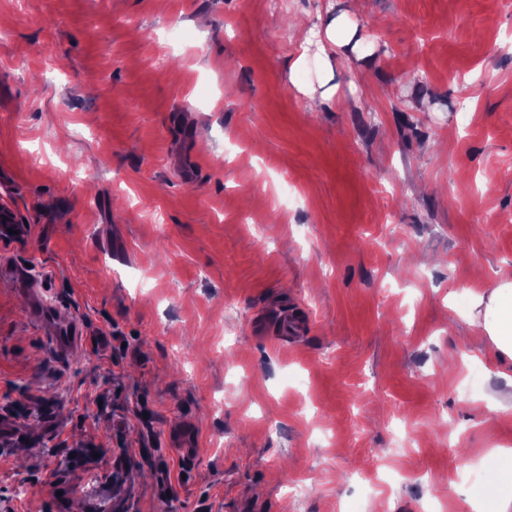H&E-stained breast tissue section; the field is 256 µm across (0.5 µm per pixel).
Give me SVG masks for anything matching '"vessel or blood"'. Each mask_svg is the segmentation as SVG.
I'll list each match as a JSON object with an SVG mask.
<instances>
[{"instance_id": "vessel-or-blood-1", "label": "vessel or blood", "mask_w": 512, "mask_h": 512, "mask_svg": "<svg viewBox=\"0 0 512 512\" xmlns=\"http://www.w3.org/2000/svg\"><path fill=\"white\" fill-rule=\"evenodd\" d=\"M28 225L22 224L10 207L0 208V245H6L26 237ZM0 274L13 279L22 290L33 298L28 315L30 320L49 333V342L58 356H65L80 346L84 328L63 308L44 305L40 298L41 282L32 280L25 267L19 264L0 266Z\"/></svg>"}]
</instances>
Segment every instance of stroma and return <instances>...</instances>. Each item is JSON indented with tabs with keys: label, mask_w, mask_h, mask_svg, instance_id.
I'll use <instances>...</instances> for the list:
<instances>
[{
	"label": "stroma",
	"mask_w": 512,
	"mask_h": 512,
	"mask_svg": "<svg viewBox=\"0 0 512 512\" xmlns=\"http://www.w3.org/2000/svg\"><path fill=\"white\" fill-rule=\"evenodd\" d=\"M0 201L87 332L0 277V512H473L512 448V359L460 342L512 275L500 0H0ZM1 275L13 279L22 290L32 296L28 315L30 320L48 331L49 342L59 357H64L83 343V325L61 307H47L40 299L43 280H32L20 264L1 263Z\"/></svg>",
	"instance_id": "35a3bbf8"
}]
</instances>
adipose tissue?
<instances>
[{
    "label": "adipose tissue",
    "mask_w": 512,
    "mask_h": 512,
    "mask_svg": "<svg viewBox=\"0 0 512 512\" xmlns=\"http://www.w3.org/2000/svg\"><path fill=\"white\" fill-rule=\"evenodd\" d=\"M467 317L480 349L512 359V282L469 292ZM490 512H512V448H496L490 455Z\"/></svg>",
    "instance_id": "adipose-tissue-1"
}]
</instances>
